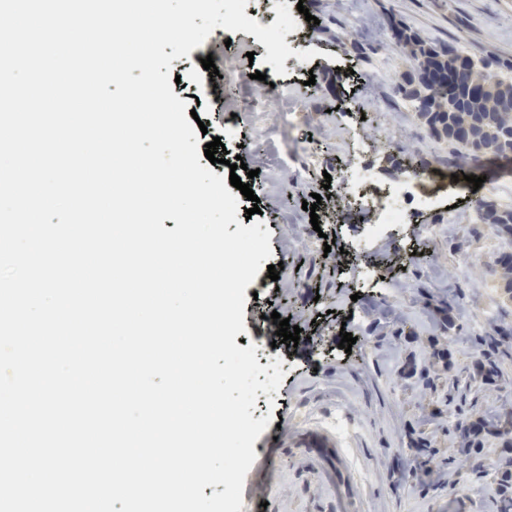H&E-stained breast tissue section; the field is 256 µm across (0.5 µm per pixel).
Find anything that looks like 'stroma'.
Returning a JSON list of instances; mask_svg holds the SVG:
<instances>
[{"label":"stroma","mask_w":512,"mask_h":512,"mask_svg":"<svg viewBox=\"0 0 512 512\" xmlns=\"http://www.w3.org/2000/svg\"><path fill=\"white\" fill-rule=\"evenodd\" d=\"M311 21H300L298 42L315 49L306 64L291 62L286 76L268 71L261 43L254 35L224 30L209 35L189 57L183 80L203 101L198 112L205 126L225 131L224 144L241 156L256 175L259 221L271 233V264L280 265L278 281L260 269L246 287L242 344L265 347L267 337L259 311L276 310L299 326L297 348L276 346L286 365L272 403H261L260 415L279 417L253 445L256 455L276 449V480L270 494L252 492L257 512L273 498L277 512H497V473L490 464L503 450L487 439L480 453L457 456L455 424L512 410V349L499 354L501 376L495 384L475 385L468 395L455 389L478 351L485 327L482 313L495 322L512 323V297L496 272L498 238L472 213L483 197L512 207V193L499 190L512 179V168L484 169L485 181L473 187L454 180V167L442 164L447 145L435 142L409 103L386 107L372 90L373 82L398 79L410 68L391 46L390 24L403 21L422 36L459 42L478 58L512 60V0H303ZM367 14L366 27L351 26L352 14ZM373 46L368 55L358 46ZM213 57L226 96L211 93L210 76L201 60ZM281 81L288 93L267 101L270 129L255 139L250 105L261 81L249 70ZM315 80L318 95H307L303 83ZM236 115L225 127L224 113ZM292 112V123L282 114ZM414 138L410 153L386 148L387 133ZM365 158L380 165L384 180L398 173L403 157L425 161L429 191L448 206L416 213L405 230L403 248H366L390 288L359 287V269L351 243L361 230L347 223L340 206L303 210V200L322 193L326 175L346 166L357 141ZM438 227L436 237L424 228ZM341 250L336 259L324 255L325 239ZM417 255L404 267L401 257ZM469 263L466 278L458 268ZM454 302L453 325L443 329L437 311ZM356 338L350 350L339 347L341 332ZM450 352V360L439 352ZM420 436L432 449L429 465L450 470L465 481L463 492L448 495L420 470L421 451L409 445Z\"/></svg>","instance_id":"obj_1"}]
</instances>
